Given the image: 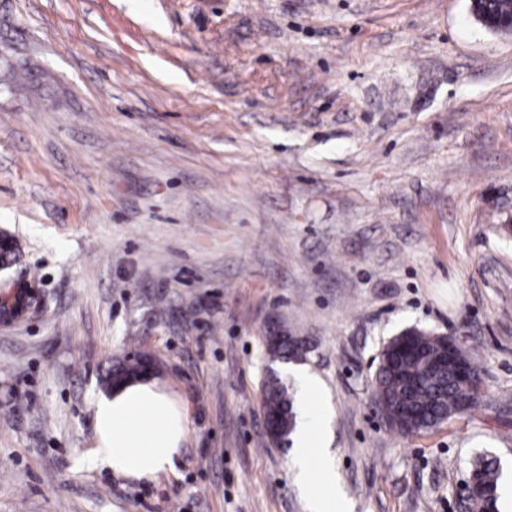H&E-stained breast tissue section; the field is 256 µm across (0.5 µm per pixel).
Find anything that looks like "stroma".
<instances>
[{
	"instance_id": "obj_1",
	"label": "stroma",
	"mask_w": 512,
	"mask_h": 512,
	"mask_svg": "<svg viewBox=\"0 0 512 512\" xmlns=\"http://www.w3.org/2000/svg\"><path fill=\"white\" fill-rule=\"evenodd\" d=\"M471 0H0V230L31 296L0 322V512H459L512 474V35ZM306 337L327 459L259 410L267 329ZM461 339L487 398L404 437L383 346ZM147 351L175 472L92 469L91 403ZM469 476H472L475 480L470 481V485L467 488V498H469V496L475 491L481 490L482 487L488 492L493 493L495 490L497 493L498 475L497 470L491 461L480 460L473 464L469 471Z\"/></svg>"
}]
</instances>
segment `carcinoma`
I'll use <instances>...</instances> for the list:
<instances>
[{"instance_id":"cac0c4a2","label":"carcinoma","mask_w":512,"mask_h":512,"mask_svg":"<svg viewBox=\"0 0 512 512\" xmlns=\"http://www.w3.org/2000/svg\"><path fill=\"white\" fill-rule=\"evenodd\" d=\"M299 337L278 329L267 340V353L272 362L300 361L307 350H299ZM422 347L435 354L446 350L445 340L421 331L410 335L403 332L392 338L380 353L372 378L375 407L389 426L401 435L409 436L431 430L447 423L458 414L462 399L473 398L481 402L484 396L480 368L461 348L456 357L466 364L470 377L460 381L453 374L423 371L411 349ZM262 410L278 418L283 435L294 425V399L286 383L272 373L264 381ZM485 491L469 499L471 512H487L492 498L486 492L498 488L497 470L492 462L480 460L469 471Z\"/></svg>"}]
</instances>
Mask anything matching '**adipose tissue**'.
I'll use <instances>...</instances> for the list:
<instances>
[{
	"label": "adipose tissue",
	"instance_id": "obj_1",
	"mask_svg": "<svg viewBox=\"0 0 512 512\" xmlns=\"http://www.w3.org/2000/svg\"><path fill=\"white\" fill-rule=\"evenodd\" d=\"M92 413L90 467L149 482L173 470L186 441L187 419L157 377L142 376L97 397Z\"/></svg>",
	"mask_w": 512,
	"mask_h": 512
}]
</instances>
